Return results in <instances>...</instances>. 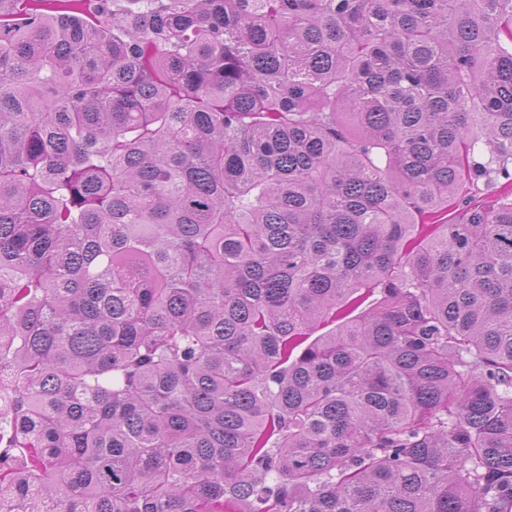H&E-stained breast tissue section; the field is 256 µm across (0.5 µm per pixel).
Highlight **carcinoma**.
<instances>
[{"instance_id":"carcinoma-1","label":"carcinoma","mask_w":512,"mask_h":512,"mask_svg":"<svg viewBox=\"0 0 512 512\" xmlns=\"http://www.w3.org/2000/svg\"><path fill=\"white\" fill-rule=\"evenodd\" d=\"M0 512H512V0H0Z\"/></svg>"}]
</instances>
